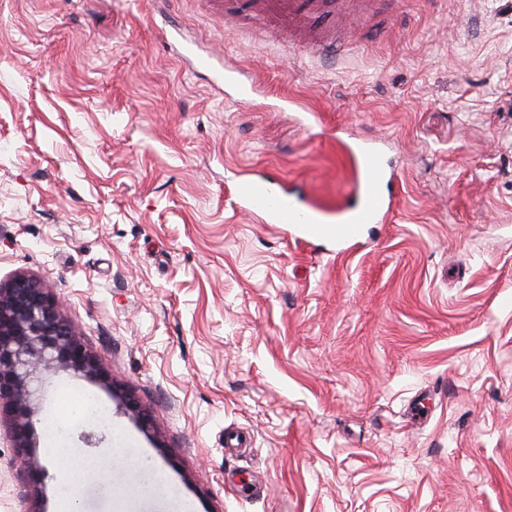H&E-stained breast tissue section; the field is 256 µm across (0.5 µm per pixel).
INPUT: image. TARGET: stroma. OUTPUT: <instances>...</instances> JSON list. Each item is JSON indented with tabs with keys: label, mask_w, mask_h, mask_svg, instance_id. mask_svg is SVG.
<instances>
[{
	"label": "stroma",
	"mask_w": 512,
	"mask_h": 512,
	"mask_svg": "<svg viewBox=\"0 0 512 512\" xmlns=\"http://www.w3.org/2000/svg\"><path fill=\"white\" fill-rule=\"evenodd\" d=\"M347 38L0 0V283L39 280L112 377H48L41 484L0 418V512H512V0H375ZM363 139L398 206L355 249L235 207L265 176L336 219ZM78 393L112 424H68L66 502L44 424Z\"/></svg>",
	"instance_id": "1"
}]
</instances>
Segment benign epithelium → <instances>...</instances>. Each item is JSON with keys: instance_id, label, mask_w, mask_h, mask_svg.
I'll return each instance as SVG.
<instances>
[{"instance_id": "1", "label": "benign epithelium", "mask_w": 512, "mask_h": 512, "mask_svg": "<svg viewBox=\"0 0 512 512\" xmlns=\"http://www.w3.org/2000/svg\"><path fill=\"white\" fill-rule=\"evenodd\" d=\"M65 371L112 384L98 357L87 347L59 303L32 276L20 274L0 285V415L12 422L14 447L21 452L29 482L37 484L44 470L27 456L33 447V418L46 375ZM119 405L148 424L147 415L126 392L112 388Z\"/></svg>"}]
</instances>
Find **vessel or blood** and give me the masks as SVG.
Returning a JSON list of instances; mask_svg holds the SVG:
<instances>
[{"label":"vessel or blood","instance_id":"vessel-or-blood-1","mask_svg":"<svg viewBox=\"0 0 512 512\" xmlns=\"http://www.w3.org/2000/svg\"><path fill=\"white\" fill-rule=\"evenodd\" d=\"M347 0H224V17L278 26L297 32L311 27L315 19L335 17ZM360 164L368 175L366 189L357 201L344 207V220L319 221L314 208L293 204L279 181H244L237 185L234 205L257 211L267 224H298L308 239L332 240L340 244L355 241L363 225L386 223L396 207L393 188L396 176L385 164L380 151L370 143L360 148Z\"/></svg>","mask_w":512,"mask_h":512}]
</instances>
